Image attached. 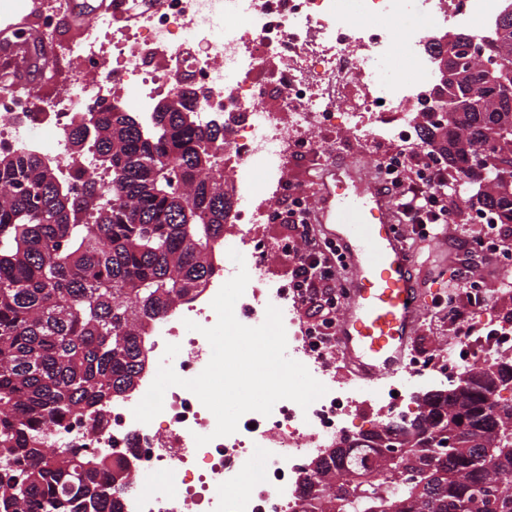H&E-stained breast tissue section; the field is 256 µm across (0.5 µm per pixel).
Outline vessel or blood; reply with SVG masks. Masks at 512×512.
Masks as SVG:
<instances>
[{"instance_id": "obj_1", "label": "vessel or blood", "mask_w": 512, "mask_h": 512, "mask_svg": "<svg viewBox=\"0 0 512 512\" xmlns=\"http://www.w3.org/2000/svg\"><path fill=\"white\" fill-rule=\"evenodd\" d=\"M317 217L350 270L337 345L363 381L405 370L422 299L415 262L393 222L386 190L349 168L325 166Z\"/></svg>"}]
</instances>
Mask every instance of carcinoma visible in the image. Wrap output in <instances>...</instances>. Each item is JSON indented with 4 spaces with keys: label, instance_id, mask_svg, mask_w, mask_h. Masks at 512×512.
<instances>
[{
    "label": "carcinoma",
    "instance_id": "obj_1",
    "mask_svg": "<svg viewBox=\"0 0 512 512\" xmlns=\"http://www.w3.org/2000/svg\"><path fill=\"white\" fill-rule=\"evenodd\" d=\"M487 40L484 58L467 61L468 88L485 84L487 65H512V22L500 37L492 21ZM170 100L147 121L106 110L72 130L73 163L93 154L107 182L80 170L77 191L40 154L0 155V512H118L128 488L123 462L57 452L43 436L73 415L94 421L139 372L144 325L213 273L230 211L224 125L187 119L193 87ZM443 137L445 163L483 185V206L512 224V93L486 88L481 109ZM464 375L460 392L416 413L424 441L452 428L457 447L414 446L398 463L378 448L333 451L315 482L300 483L295 512H512V402H487V366Z\"/></svg>",
    "mask_w": 512,
    "mask_h": 512
}]
</instances>
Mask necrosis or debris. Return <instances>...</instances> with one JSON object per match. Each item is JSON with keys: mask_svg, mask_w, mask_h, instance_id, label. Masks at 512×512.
I'll return each mask as SVG.
<instances>
[{"mask_svg": "<svg viewBox=\"0 0 512 512\" xmlns=\"http://www.w3.org/2000/svg\"><path fill=\"white\" fill-rule=\"evenodd\" d=\"M339 0H112V10L96 14L76 37L56 46L65 75L44 93L0 82V154L26 148L47 154L68 174L72 157L69 131L87 115L113 103L112 91H135L134 105L148 113L154 100L172 94L176 81L189 77L199 92L202 123L223 119L225 110L247 111L248 120L220 158L225 171L241 176L244 194L277 197L284 190L282 171L302 144L318 147L319 132L338 125L358 137L374 134L402 148L411 139L409 125L387 122L403 103H419L431 82V70L418 61L416 36L395 34L390 22L404 12L436 15L435 0H363L368 17L353 26L340 14ZM501 0H457L449 25L487 34ZM68 0H43L39 9L15 5L0 23L27 20L43 34L56 33ZM417 62L420 75L375 78L380 62ZM278 108L265 104L268 93ZM255 253L250 280L236 302V319L256 327L267 306L282 312L287 354L306 364L326 394L309 408L290 400L275 404L270 415H243L235 433L214 437V415L189 390L167 389L162 411L151 422L135 419L134 407L153 378L137 391L111 401L101 424L90 428L73 416L51 425L52 447L107 452L132 461L133 482L123 496V512H290L299 476L322 449L341 434L353 400L337 385L326 364L297 331L298 312L290 289L266 279L265 247ZM233 276L216 265L211 283L167 317L151 323L143 341L183 378L197 376L211 358L201 330L215 325L211 302ZM198 328L186 332L185 320ZM497 355L512 354V328L485 320L479 338L455 339L445 354L449 375L480 362L482 346ZM209 436L197 445L196 436ZM249 484H242V472Z\"/></svg>", "mask_w": 512, "mask_h": 512, "instance_id": "1", "label": "necrosis or debris"}]
</instances>
